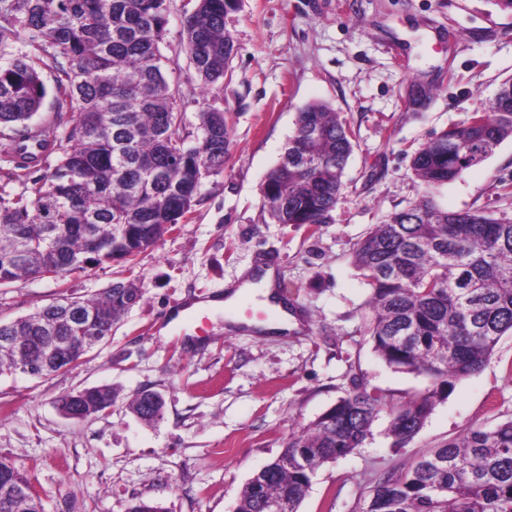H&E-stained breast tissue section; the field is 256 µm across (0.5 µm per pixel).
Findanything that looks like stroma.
Wrapping results in <instances>:
<instances>
[{
    "instance_id": "obj_1",
    "label": "stroma",
    "mask_w": 512,
    "mask_h": 512,
    "mask_svg": "<svg viewBox=\"0 0 512 512\" xmlns=\"http://www.w3.org/2000/svg\"><path fill=\"white\" fill-rule=\"evenodd\" d=\"M195 0H171L161 47L174 107L195 120L209 105L231 129L223 174L207 178L182 224L131 261L90 265L0 285V319L63 297L87 298L131 281L143 297L100 350L45 379L0 372V456L27 476L44 512H127L132 499L166 512H234L247 480L361 383L385 409L351 454L320 466L299 512H358L379 478L471 428L512 418V335L485 367L458 381L414 439L398 448L389 410L429 385L387 365L366 323L370 288L353 263L372 225L431 197L448 211L512 218V138L455 181L426 187L413 153L436 133L487 111L512 77V13L490 0H238L225 18L233 76L220 98L203 94L182 22ZM428 84L423 109L411 83ZM322 102L354 133L342 194L325 223L277 224L260 187L303 106ZM299 330L260 334L238 324L244 308L205 312V336L166 328L172 310L222 295L262 261ZM108 385L111 408L76 420L60 397ZM160 392L163 416L142 422L129 404Z\"/></svg>"
}]
</instances>
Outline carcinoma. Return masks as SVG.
Returning <instances> with one entry per match:
<instances>
[{
    "label": "carcinoma",
    "mask_w": 512,
    "mask_h": 512,
    "mask_svg": "<svg viewBox=\"0 0 512 512\" xmlns=\"http://www.w3.org/2000/svg\"><path fill=\"white\" fill-rule=\"evenodd\" d=\"M237 0H196L182 37L205 93L224 84L234 43L224 17ZM170 0H0V276L8 282L65 274L134 257L154 246L199 202L204 165L224 172V112L197 114L196 132L174 108L161 44ZM28 36L31 52L15 49ZM54 72L52 118L36 122ZM512 138V78L490 111L436 134L412 158L434 187L490 157ZM353 151L339 113L320 102L297 112L295 131L268 173L263 195L278 224H323L343 187ZM39 176L14 190L19 170ZM354 266L371 287L367 335L389 365L426 376L430 386L395 406L388 433L404 446L455 383L480 371L512 333V220L483 211L442 210L423 198L359 241ZM138 288L117 281L95 298H66L0 320L20 352L0 351V369L39 359L37 341L73 332L58 308L80 306L87 333H107L132 308ZM131 409L151 420L164 399ZM112 402V387L59 408L91 417ZM384 406L361 385L292 432L263 476L249 478L235 512H298L321 465L358 448ZM30 481L0 457V512H44ZM278 505L280 509L273 510ZM360 512H512V420L469 429L383 476Z\"/></svg>",
    "instance_id": "cac0c4a2"
}]
</instances>
